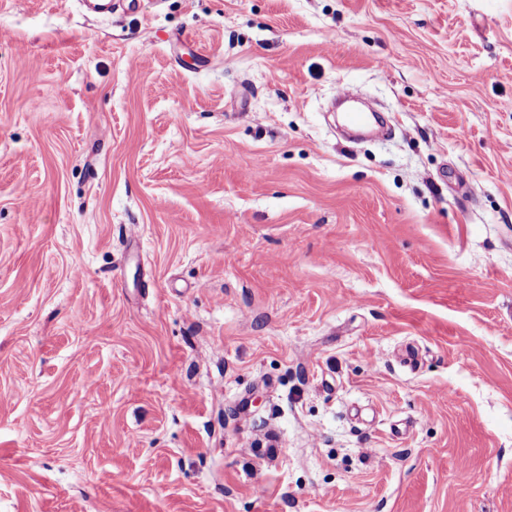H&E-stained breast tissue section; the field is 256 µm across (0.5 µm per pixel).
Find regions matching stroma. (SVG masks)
<instances>
[{"label": "stroma", "instance_id": "1", "mask_svg": "<svg viewBox=\"0 0 512 512\" xmlns=\"http://www.w3.org/2000/svg\"><path fill=\"white\" fill-rule=\"evenodd\" d=\"M0 512H512V0H0Z\"/></svg>", "mask_w": 512, "mask_h": 512}]
</instances>
